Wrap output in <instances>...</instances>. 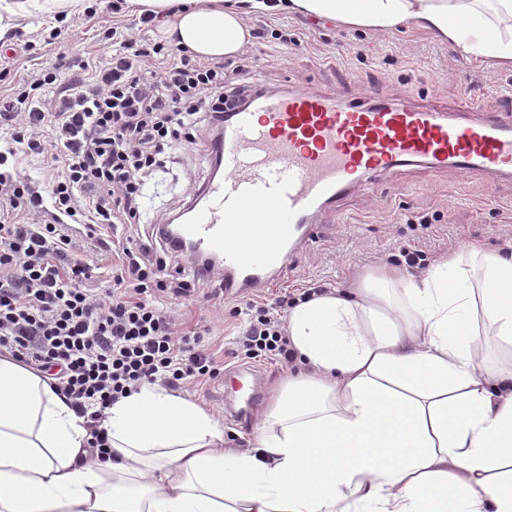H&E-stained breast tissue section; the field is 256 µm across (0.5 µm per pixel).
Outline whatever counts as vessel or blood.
Wrapping results in <instances>:
<instances>
[{
  "mask_svg": "<svg viewBox=\"0 0 512 512\" xmlns=\"http://www.w3.org/2000/svg\"><path fill=\"white\" fill-rule=\"evenodd\" d=\"M222 178L201 189L181 233L197 255H219L224 294L240 297L283 277L314 215L360 180L420 163L512 173V115L471 119L399 102H339L287 91L230 113L211 150Z\"/></svg>",
  "mask_w": 512,
  "mask_h": 512,
  "instance_id": "obj_1",
  "label": "vessel or blood"
}]
</instances>
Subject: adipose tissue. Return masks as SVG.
I'll list each match as a JSON object with an SVG mask.
<instances>
[{"label":"adipose tissue","instance_id":"obj_1","mask_svg":"<svg viewBox=\"0 0 512 512\" xmlns=\"http://www.w3.org/2000/svg\"><path fill=\"white\" fill-rule=\"evenodd\" d=\"M190 0L168 36L232 57L247 13L392 32L414 24L512 66V0ZM485 328L476 330L475 315ZM289 376L248 451L205 406L159 384L119 399L92 456L85 420L48 379L0 358V512H512V254L452 255L425 275L383 269L298 301Z\"/></svg>","mask_w":512,"mask_h":512}]
</instances>
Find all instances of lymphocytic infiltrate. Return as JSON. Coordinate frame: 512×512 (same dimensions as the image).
Wrapping results in <instances>:
<instances>
[{
	"mask_svg": "<svg viewBox=\"0 0 512 512\" xmlns=\"http://www.w3.org/2000/svg\"><path fill=\"white\" fill-rule=\"evenodd\" d=\"M104 38L115 52L82 63L54 106L45 92L72 66L63 55L0 100V123L12 129L0 139V353L52 379L101 457L111 452L101 422L119 399L146 383L177 391L221 374L201 340L208 326L179 332L167 307L194 296L214 268L182 269L161 225L134 238L126 230L143 222L145 181L167 150L208 146L226 113L265 92L238 84L242 66L114 30ZM24 156L40 159V177L20 171ZM89 241L118 245L112 286L100 292L81 258ZM289 306L284 295L261 308L236 356L294 362Z\"/></svg>",
	"mask_w": 512,
	"mask_h": 512,
	"instance_id": "f902f5d3",
	"label": "lymphocytic infiltrate"
}]
</instances>
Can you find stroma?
I'll return each mask as SVG.
<instances>
[{"label": "stroma", "instance_id": "35a3bbf8", "mask_svg": "<svg viewBox=\"0 0 512 512\" xmlns=\"http://www.w3.org/2000/svg\"><path fill=\"white\" fill-rule=\"evenodd\" d=\"M90 4L93 13L71 15L60 23L36 11L14 20L12 30L0 39V98L12 94L23 79L52 67L59 53L82 60L108 55L100 43L104 31L131 26L135 16L112 13L108 0ZM249 23L254 37L243 48L250 64L242 79L273 93L333 90L344 94L346 102L361 103L373 96L395 100L409 92L418 102L447 112L468 101L496 109L502 95L512 93L511 67L464 58L452 44L411 26L393 33L346 31L330 20L284 14L253 17ZM57 26L63 34L54 44L49 34ZM284 31L295 34L297 44L284 46L279 39ZM212 176L204 151L172 149L149 180V219L191 206L199 187ZM424 220L430 230L421 229ZM474 246L512 251V175L465 173L452 166L405 167L374 177L337 203L335 213L321 217L317 236L299 250L288 275L256 300L269 303L283 294L298 299L319 285L350 288L383 267L419 275L442 257ZM406 249L422 250V263L407 266L402 255ZM214 288L207 283L200 296L175 307L185 326L207 322L206 344L225 356L222 379L193 388L188 396L223 423L225 447L243 450L251 447L254 428L288 370L273 358L260 361L266 374L262 395L250 418L232 420L224 409V387L237 379L241 361L231 352L249 315L242 300L220 307L207 303L205 297Z\"/></svg>", "mask_w": 512, "mask_h": 512}]
</instances>
